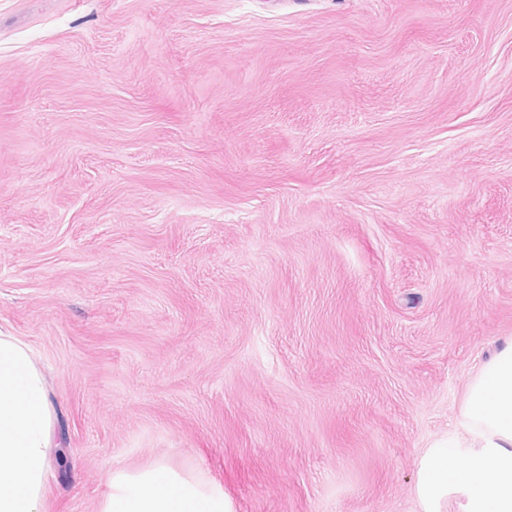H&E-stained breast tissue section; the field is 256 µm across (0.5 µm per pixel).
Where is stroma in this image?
Segmentation results:
<instances>
[{
  "instance_id": "1",
  "label": "stroma",
  "mask_w": 512,
  "mask_h": 512,
  "mask_svg": "<svg viewBox=\"0 0 512 512\" xmlns=\"http://www.w3.org/2000/svg\"><path fill=\"white\" fill-rule=\"evenodd\" d=\"M0 332L42 512H422L512 339V0H0ZM53 433L54 410L33 350L0 335V512H41ZM109 482L111 492L100 512H232L222 487L164 462L134 474L112 470Z\"/></svg>"
}]
</instances>
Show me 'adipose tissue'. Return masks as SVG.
Wrapping results in <instances>:
<instances>
[{"label": "adipose tissue", "instance_id": "1", "mask_svg": "<svg viewBox=\"0 0 512 512\" xmlns=\"http://www.w3.org/2000/svg\"><path fill=\"white\" fill-rule=\"evenodd\" d=\"M463 454L440 442L421 460L418 496L438 512L455 492L463 512H512V340L473 380L462 414ZM54 433L47 382L33 350L0 335V512H40ZM100 512H232L219 485L156 462L113 471Z\"/></svg>", "mask_w": 512, "mask_h": 512}]
</instances>
